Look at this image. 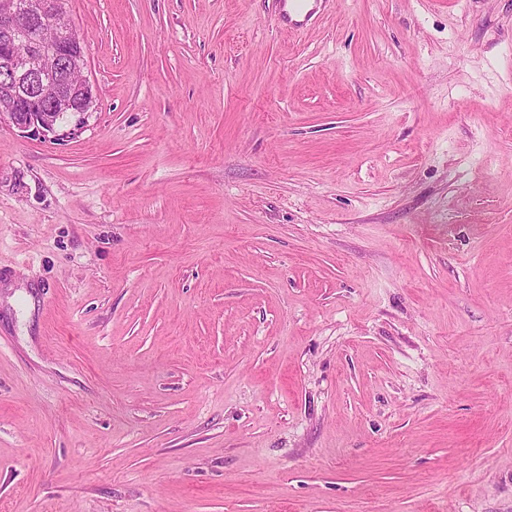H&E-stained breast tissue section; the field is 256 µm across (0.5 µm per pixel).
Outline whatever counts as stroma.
Returning a JSON list of instances; mask_svg holds the SVG:
<instances>
[{
    "mask_svg": "<svg viewBox=\"0 0 512 512\" xmlns=\"http://www.w3.org/2000/svg\"><path fill=\"white\" fill-rule=\"evenodd\" d=\"M0 122V512H512V0H65ZM23 3L0 1V121L7 119L21 130L60 138L68 134L60 133V116L90 112L94 100L84 77L76 85L69 80L70 71L83 72V44L77 52L65 45V30L53 42L43 37L44 26L65 13L62 0ZM325 1L328 0H277L279 18L290 28L303 27Z\"/></svg>",
    "mask_w": 512,
    "mask_h": 512,
    "instance_id": "stroma-1",
    "label": "stroma"
}]
</instances>
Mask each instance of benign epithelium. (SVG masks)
I'll return each mask as SVG.
<instances>
[{
  "instance_id": "benign-epithelium-1",
  "label": "benign epithelium",
  "mask_w": 512,
  "mask_h": 512,
  "mask_svg": "<svg viewBox=\"0 0 512 512\" xmlns=\"http://www.w3.org/2000/svg\"><path fill=\"white\" fill-rule=\"evenodd\" d=\"M64 13L63 0H0V121L21 130L59 138L58 120L66 112L90 111L94 92L69 72L84 69V51L43 37L44 26Z\"/></svg>"
}]
</instances>
